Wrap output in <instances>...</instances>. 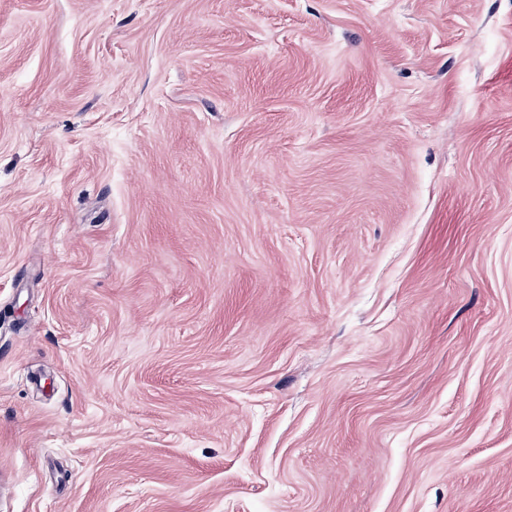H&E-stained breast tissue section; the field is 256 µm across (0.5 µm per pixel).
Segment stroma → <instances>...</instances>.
<instances>
[{"label": "stroma", "instance_id": "35a3bbf8", "mask_svg": "<svg viewBox=\"0 0 512 512\" xmlns=\"http://www.w3.org/2000/svg\"><path fill=\"white\" fill-rule=\"evenodd\" d=\"M0 512H512V0H0Z\"/></svg>", "mask_w": 512, "mask_h": 512}]
</instances>
